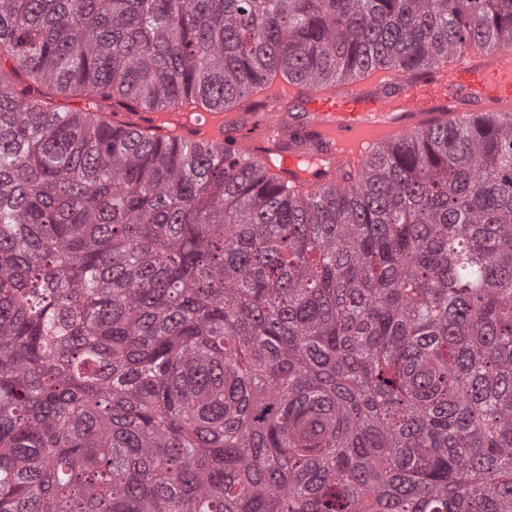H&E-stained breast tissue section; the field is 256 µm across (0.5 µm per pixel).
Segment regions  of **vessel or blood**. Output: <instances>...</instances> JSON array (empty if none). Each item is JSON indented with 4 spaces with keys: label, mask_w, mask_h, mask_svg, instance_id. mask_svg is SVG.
I'll use <instances>...</instances> for the list:
<instances>
[{
    "label": "vessel or blood",
    "mask_w": 512,
    "mask_h": 512,
    "mask_svg": "<svg viewBox=\"0 0 512 512\" xmlns=\"http://www.w3.org/2000/svg\"><path fill=\"white\" fill-rule=\"evenodd\" d=\"M259 112L220 108L199 113L137 114L130 128L235 151L246 160L280 158L275 171L295 186L312 181L301 161L316 156L329 171L362 168L381 147L414 128L462 121L480 112L512 114V51L469 49L409 76L365 69L351 82L319 89L277 78L259 95Z\"/></svg>",
    "instance_id": "obj_1"
}]
</instances>
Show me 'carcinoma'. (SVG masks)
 I'll list each match as a JSON object with an SVG mask.
<instances>
[{
    "mask_svg": "<svg viewBox=\"0 0 512 512\" xmlns=\"http://www.w3.org/2000/svg\"><path fill=\"white\" fill-rule=\"evenodd\" d=\"M476 43L512 0H0V512H512V123L313 197L114 120Z\"/></svg>",
    "mask_w": 512,
    "mask_h": 512,
    "instance_id": "carcinoma-1",
    "label": "carcinoma"
}]
</instances>
